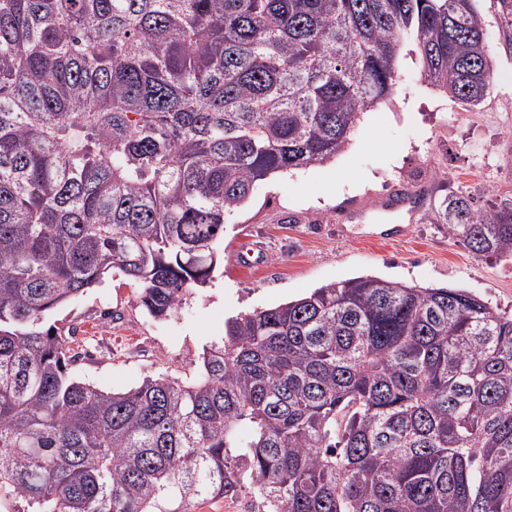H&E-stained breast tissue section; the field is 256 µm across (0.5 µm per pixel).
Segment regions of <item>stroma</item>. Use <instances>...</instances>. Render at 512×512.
I'll use <instances>...</instances> for the list:
<instances>
[{"label": "stroma", "instance_id": "35a3bbf8", "mask_svg": "<svg viewBox=\"0 0 512 512\" xmlns=\"http://www.w3.org/2000/svg\"><path fill=\"white\" fill-rule=\"evenodd\" d=\"M477 8L494 73L484 101L470 106L430 85L405 43L389 100L363 114L330 161L256 185L227 218L220 268L177 313L148 316L136 284L116 272L50 315L88 344L72 374L108 392L159 375L193 383L228 318L359 276L462 288L512 313V261L477 258L429 220L462 190L486 207L512 199V27L496 0ZM250 248L256 262L240 264Z\"/></svg>", "mask_w": 512, "mask_h": 512}]
</instances>
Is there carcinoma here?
I'll list each match as a JSON object with an SVG mask.
<instances>
[{
  "instance_id": "obj_1",
  "label": "carcinoma",
  "mask_w": 512,
  "mask_h": 512,
  "mask_svg": "<svg viewBox=\"0 0 512 512\" xmlns=\"http://www.w3.org/2000/svg\"><path fill=\"white\" fill-rule=\"evenodd\" d=\"M477 105L475 0H0V498L30 512H512V314L461 288L330 283L229 318L198 379L77 380L47 317L116 270L165 319L229 215L322 164L396 84ZM435 220L512 260V199ZM247 497L248 495L234 501L224 499L205 501L191 506L187 512H251L249 505L251 499Z\"/></svg>"
}]
</instances>
